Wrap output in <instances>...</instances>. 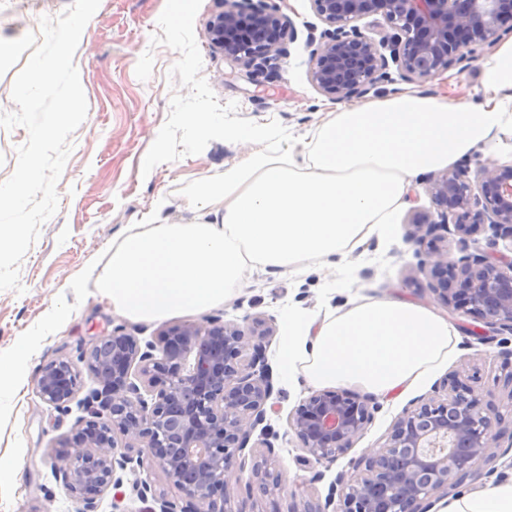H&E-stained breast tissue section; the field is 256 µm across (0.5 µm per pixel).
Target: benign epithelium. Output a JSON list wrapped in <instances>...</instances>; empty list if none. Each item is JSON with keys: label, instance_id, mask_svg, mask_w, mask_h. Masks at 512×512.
<instances>
[{"label": "benign epithelium", "instance_id": "obj_1", "mask_svg": "<svg viewBox=\"0 0 512 512\" xmlns=\"http://www.w3.org/2000/svg\"><path fill=\"white\" fill-rule=\"evenodd\" d=\"M327 25L308 27L311 83L338 103L377 86L412 82L476 60L512 33V0H311ZM229 7L206 25L210 45L262 73L289 55L298 39L293 21L270 0H226ZM384 21L375 39L355 22ZM434 210L417 211L411 239L423 248L419 269H430L446 304L477 315L494 333L512 334V256L469 251L485 230L512 240V166L467 165L428 183ZM456 238L461 256L448 253ZM271 320L244 325L219 317L184 321L140 342L118 326L80 360L97 387L80 401L85 415L55 451V460L79 512H96L97 499L142 456L181 492L184 505L153 497L147 512H224L226 476L243 470L253 427L264 423L274 393L264 340ZM161 357H156V353ZM456 371L443 394L421 398L394 422L386 445L350 461L351 471L331 484L325 507L333 512H430L448 489L464 484L472 465L497 458L499 441L512 432L495 406L469 398ZM36 390L58 410H69L77 392L70 361L42 367ZM379 405L348 391H316L288 416L308 465H330L353 447ZM137 442L139 456L118 445L115 434Z\"/></svg>", "mask_w": 512, "mask_h": 512}]
</instances>
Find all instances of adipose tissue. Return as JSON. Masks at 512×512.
Instances as JSON below:
<instances>
[{"instance_id":"adipose-tissue-1","label":"adipose tissue","mask_w":512,"mask_h":512,"mask_svg":"<svg viewBox=\"0 0 512 512\" xmlns=\"http://www.w3.org/2000/svg\"><path fill=\"white\" fill-rule=\"evenodd\" d=\"M512 154V39L482 66L477 104L400 90L344 105L326 124L254 149L224 180H201L190 199L205 213L163 224L157 200L142 223L113 240L94 276L98 294L135 321L192 315L230 299L247 269L345 254L371 235L391 237L414 182L477 149ZM283 369L319 385L356 384L389 397L445 363L453 327L433 309L367 298L322 322L288 320ZM309 352L297 353L301 338ZM446 512H512V482L449 501Z\"/></svg>"}]
</instances>
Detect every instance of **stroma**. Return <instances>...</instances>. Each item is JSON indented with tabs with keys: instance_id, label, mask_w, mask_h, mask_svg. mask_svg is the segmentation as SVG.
<instances>
[{
	"instance_id": "obj_1",
	"label": "stroma",
	"mask_w": 512,
	"mask_h": 512,
	"mask_svg": "<svg viewBox=\"0 0 512 512\" xmlns=\"http://www.w3.org/2000/svg\"><path fill=\"white\" fill-rule=\"evenodd\" d=\"M72 0H0V31L38 32L41 17L61 15ZM219 0H191L180 12L176 0H101L88 36L80 40L74 63L88 104L85 121L70 137L72 147L57 183L59 207L41 229L19 266L20 291H0V461L12 468L0 477V512H78L58 472L54 450L73 430L81 410L63 412L36 394L40 368L50 362H79L82 352L116 326L133 320L100 300L88 277L128 225L141 223L156 197L167 205L164 222L198 221L190 198L199 182L220 181L243 158L248 144L223 139L218 127L274 128L298 134L330 120L337 106L310 81L305 45L308 25L318 24L310 0H287L283 11L298 39L270 76L256 75L211 47L204 36ZM482 63L458 64L412 83L424 95L464 101L476 97ZM204 116L209 129L187 124ZM426 178H419L396 219L390 240L369 238L342 260L308 261L298 275L274 268L247 270L233 298L215 308L223 320L272 319L266 347L279 410L266 423L273 449L246 448L243 471L227 478L228 512H318L329 486L348 472L352 459L373 454L387 443L395 419L412 400L432 396L450 372L479 403H494L512 424V359L498 343L473 334L475 315L447 305L432 287L429 271H418L420 256L411 242L414 211L432 209ZM396 295L434 309L456 330L455 352L447 363L395 398L380 400L374 419L353 447L312 481L301 444L288 417L318 386L302 370L282 372L288 318L323 320L364 297ZM281 481L275 498L259 486Z\"/></svg>"
}]
</instances>
